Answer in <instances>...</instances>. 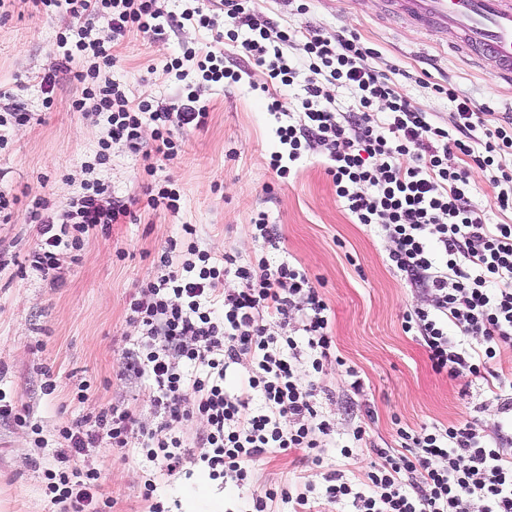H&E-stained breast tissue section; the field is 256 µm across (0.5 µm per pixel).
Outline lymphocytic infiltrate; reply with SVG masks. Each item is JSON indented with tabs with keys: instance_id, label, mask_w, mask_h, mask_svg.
Segmentation results:
<instances>
[{
	"instance_id": "obj_1",
	"label": "lymphocytic infiltrate",
	"mask_w": 512,
	"mask_h": 512,
	"mask_svg": "<svg viewBox=\"0 0 512 512\" xmlns=\"http://www.w3.org/2000/svg\"><path fill=\"white\" fill-rule=\"evenodd\" d=\"M37 11H65L78 20L76 31L61 32L63 60L88 58L76 77L85 87L73 100L74 111L106 114L109 128L95 160L104 163L114 142L136 145L143 117L158 125V147L174 159L179 144L173 131L203 127L209 109L197 91L184 103L156 108L129 101L119 84L100 77L112 57L90 40L88 20L107 18L113 42L131 32L161 34L165 12L160 0H31ZM183 21L210 32L214 42L241 47L261 67L269 111L283 109L277 91L291 86L296 70L285 54L303 41L310 76L300 100L297 124L280 127L285 150L270 165L287 176L288 162L322 150L336 195L358 223L374 227L393 244L388 261L395 271L424 286L428 306L412 305L403 329L422 342L434 371L450 378L482 379L487 400L501 417L493 433L480 423L397 430L399 449H376L364 474L370 494L355 492L341 472L327 475L322 497L299 494L294 512H318L322 502L352 501L356 512H512V392L495 369L501 345H512V224L486 223L471 203L470 171L448 164V156L468 157L475 169L498 186L496 206L512 210V117L488 125L484 112L451 84L436 93L454 103L447 125L431 121L411 105L394 81L375 67L379 53L356 34L326 37L314 30L280 27L254 7V0H224L221 15L185 9ZM193 63L204 80L239 82L241 75L224 64L223 54L186 49L164 67L178 80ZM349 86L359 98L349 112L325 103L324 84ZM473 168V169H474ZM129 214L99 181L86 182L71 198L61 222L41 220L30 266L41 274L59 269L64 256L83 248L86 233L121 223ZM182 230L190 241L188 261L174 266L169 254L165 274L143 282L128 304V319L139 336L122 363L131 377L147 379L156 428L141 424L133 410L112 405L62 427L65 446L59 468L46 470L45 493L69 504L73 512H101L102 472L81 467L89 449L106 443L128 447L143 438L149 461L175 472L185 459V443L176 428L200 420L205 430L196 441L209 476L238 487L250 485L253 472L269 453L321 447L331 424L316 403L315 379L333 338L328 305L307 273L290 263L271 265L267 258L241 262L231 252L214 257L194 242L193 225ZM236 287H226V279ZM305 316L306 344L292 336L269 334L266 318L288 319L292 310ZM310 352L307 373L296 367ZM251 356L240 386L226 390L228 369Z\"/></svg>"
}]
</instances>
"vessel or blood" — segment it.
I'll list each match as a JSON object with an SVG mask.
<instances>
[{
	"instance_id": "b4317fda",
	"label": "vessel or blood",
	"mask_w": 512,
	"mask_h": 512,
	"mask_svg": "<svg viewBox=\"0 0 512 512\" xmlns=\"http://www.w3.org/2000/svg\"><path fill=\"white\" fill-rule=\"evenodd\" d=\"M424 26L452 27L474 58L493 57L496 81L512 85V0H393Z\"/></svg>"
}]
</instances>
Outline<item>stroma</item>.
<instances>
[{"mask_svg":"<svg viewBox=\"0 0 512 512\" xmlns=\"http://www.w3.org/2000/svg\"><path fill=\"white\" fill-rule=\"evenodd\" d=\"M304 11L285 0H257L256 8L283 27L312 28L324 35L347 29L381 54L400 73L394 82L412 105L446 123L453 102L433 90L453 84L489 113L490 124L512 114V87L495 83L492 58L473 59L458 51L452 28L425 27L391 12L383 0H304ZM70 17L46 16L15 0L0 12V113L21 110L32 123L1 130L8 139L0 149V190L14 196L9 220H0V393L26 426L0 420V512H64L44 492L45 469L54 467L59 430L83 415L112 404L134 410L146 427H156L148 403L146 381H132L122 372L123 358L137 330L128 319V302L138 284L155 275L154 259L177 241L174 264L186 252L181 227L195 225L199 248L219 257L237 253L242 261L260 256L271 263L302 267L328 305L334 345L324 363L317 406L333 430L320 449L321 464L300 450L274 452L260 463L251 486L240 489L210 479L194 459L173 474L157 472L137 447L124 450L101 445L87 461L101 468L108 512H150L142 496L154 479V499L166 512H251L252 496L266 490L298 495L306 483L323 491L325 474L340 471L354 491L369 494L360 481L373 459L372 447L398 448L396 430L460 424L478 418L496 421L495 406L486 404L485 384L473 376L456 379L436 373L425 347L403 330L410 305L425 297L387 261L390 242L355 222L336 195L322 151L305 154L288 177L269 165L280 148L277 130L287 125L304 93L307 70H299L284 92V113L268 110L266 93L251 79L261 69L253 60L230 56L245 70L235 84L186 81L166 74L164 67L183 48L212 45L210 32L187 24L166 28L163 35L131 34L112 46L114 63L108 76L121 84L129 99L167 106L199 90L209 108L205 127L186 131L175 159L155 154L156 125L142 121V148L118 143L105 164L95 165L106 136L105 117L73 111L81 84L73 72L56 77L53 104H46L41 80L59 58L57 35ZM152 174H145V163ZM94 172H87V164ZM108 186L113 197L127 202L131 214L109 232L87 234L78 262L64 261L54 275L31 270L27 257L37 239L32 215L45 200L48 213L60 217L70 198L89 179ZM173 184L180 191V209H145L148 185ZM265 213L273 234L266 243L254 235L252 222ZM358 372L363 386L353 390L342 365ZM56 389L45 393V381ZM86 384L85 400L75 397ZM370 429L372 447L353 444L356 426ZM351 447L343 457V447ZM153 499V500H154Z\"/></svg>","mask_w":512,"mask_h":512,"instance_id":"obj_1","label":"stroma"}]
</instances>
